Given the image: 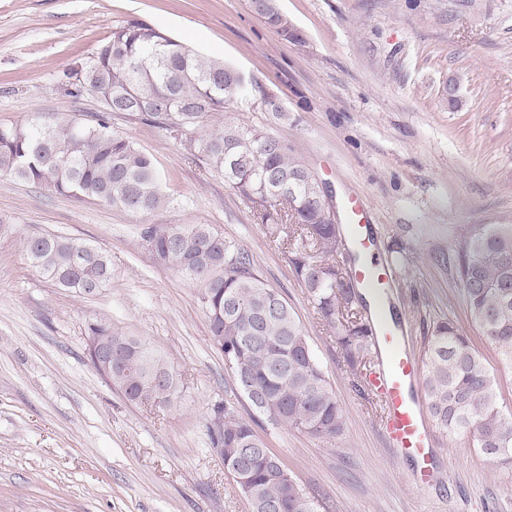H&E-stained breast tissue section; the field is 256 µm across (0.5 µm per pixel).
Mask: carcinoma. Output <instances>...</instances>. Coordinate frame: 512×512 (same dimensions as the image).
Returning a JSON list of instances; mask_svg holds the SVG:
<instances>
[{"instance_id":"1","label":"carcinoma","mask_w":512,"mask_h":512,"mask_svg":"<svg viewBox=\"0 0 512 512\" xmlns=\"http://www.w3.org/2000/svg\"><path fill=\"white\" fill-rule=\"evenodd\" d=\"M250 10L287 41L301 40L278 0H248ZM83 75L64 72L67 94L95 91L111 100L84 121L35 115L0 127V176L88 199L141 217L166 210L154 162L132 140L112 131L111 116L137 120L172 135L186 158L224 178L262 224L285 231L279 247L329 336L352 368L371 371L373 330L360 309L358 284L338 257L344 227L330 219L324 184L268 127L214 119L230 111L248 80L234 67L201 55L164 31L130 22L113 28L93 52ZM274 120L288 113L261 94ZM142 245L155 262L199 288L213 343L224 354L241 394L274 425L315 438L343 430V409L288 301L265 280L253 257L209 224H145ZM24 251L59 288L95 294L112 279L107 255L78 239L31 237ZM471 323L499 360L512 368V225H484L468 233L453 257ZM92 336L111 337L112 385L131 403L154 405L165 394L176 406L181 378L166 358L133 336L105 324ZM429 410L448 433L471 441L493 461L512 463V411L498 405L499 382L470 339L450 320L433 327L423 361ZM208 432L228 472L240 467L237 485L251 512H317L278 455L252 424L224 402L211 408Z\"/></svg>"}]
</instances>
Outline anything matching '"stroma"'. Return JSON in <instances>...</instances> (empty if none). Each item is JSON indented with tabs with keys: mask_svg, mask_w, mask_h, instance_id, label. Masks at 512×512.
Listing matches in <instances>:
<instances>
[{
	"mask_svg": "<svg viewBox=\"0 0 512 512\" xmlns=\"http://www.w3.org/2000/svg\"><path fill=\"white\" fill-rule=\"evenodd\" d=\"M303 40L269 29L247 0H0V125L99 111L63 73L114 27L141 21L254 81L236 117L264 121L261 93L287 120L271 132L325 182L343 210L369 211L406 344L423 356L434 323L454 322L500 378L512 369L468 321L449 255L472 228L512 224V0H279ZM458 99H443L449 79ZM113 131L148 153L174 203L156 224H209L255 259L297 313L344 408V430L318 439L256 414L211 340L199 290L141 245V216L0 177V512H250L206 428L234 405L281 457L319 512H512V469L435 429L431 488L411 481L379 432L378 407L329 337L270 226L177 141L137 121ZM84 239L112 262L99 293L67 291L34 268L23 243ZM137 337L184 385L171 410L135 405L93 366L89 328Z\"/></svg>",
	"mask_w": 512,
	"mask_h": 512,
	"instance_id": "obj_1",
	"label": "stroma"
}]
</instances>
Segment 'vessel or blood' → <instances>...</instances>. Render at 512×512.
Segmentation results:
<instances>
[{
	"instance_id": "vessel-or-blood-1",
	"label": "vessel or blood",
	"mask_w": 512,
	"mask_h": 512,
	"mask_svg": "<svg viewBox=\"0 0 512 512\" xmlns=\"http://www.w3.org/2000/svg\"><path fill=\"white\" fill-rule=\"evenodd\" d=\"M346 213L349 239L362 257L353 269L354 278L361 288L376 298H383L392 273L376 255L367 211L353 199L348 202ZM374 346L379 361L371 375L370 387L383 407L381 435L400 458L413 463L416 483L427 486L434 476V439L416 392L421 364L397 335L391 321L379 320Z\"/></svg>"
}]
</instances>
